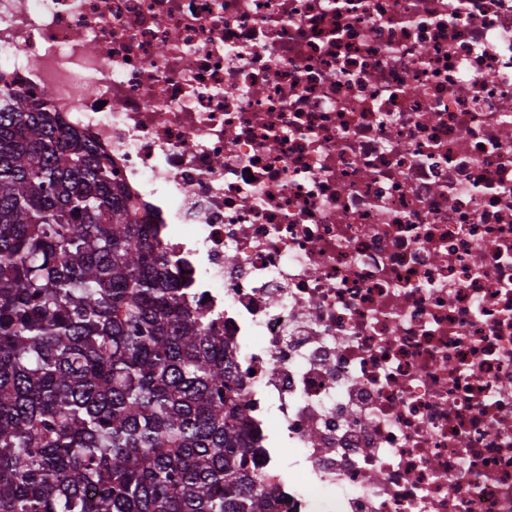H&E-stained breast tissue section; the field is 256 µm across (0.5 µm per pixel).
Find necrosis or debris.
I'll return each instance as SVG.
<instances>
[{
    "label": "necrosis or debris",
    "instance_id": "4bbe7bcc",
    "mask_svg": "<svg viewBox=\"0 0 512 512\" xmlns=\"http://www.w3.org/2000/svg\"><path fill=\"white\" fill-rule=\"evenodd\" d=\"M6 85L218 314L277 512H512V0H0Z\"/></svg>",
    "mask_w": 512,
    "mask_h": 512
}]
</instances>
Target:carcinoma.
Masks as SVG:
<instances>
[{
    "instance_id": "carcinoma-1",
    "label": "carcinoma",
    "mask_w": 512,
    "mask_h": 512,
    "mask_svg": "<svg viewBox=\"0 0 512 512\" xmlns=\"http://www.w3.org/2000/svg\"><path fill=\"white\" fill-rule=\"evenodd\" d=\"M175 264L47 98L0 89V512H272Z\"/></svg>"
}]
</instances>
